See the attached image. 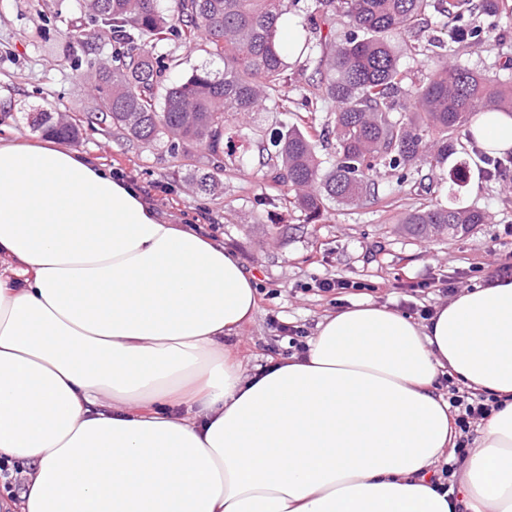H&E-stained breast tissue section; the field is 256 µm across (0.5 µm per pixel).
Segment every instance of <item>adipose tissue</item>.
Returning <instances> with one entry per match:
<instances>
[{
    "instance_id": "obj_1",
    "label": "adipose tissue",
    "mask_w": 512,
    "mask_h": 512,
    "mask_svg": "<svg viewBox=\"0 0 512 512\" xmlns=\"http://www.w3.org/2000/svg\"><path fill=\"white\" fill-rule=\"evenodd\" d=\"M512 151V115L469 127ZM255 279L56 138L0 136V459L13 512H512V276L424 322L362 302L248 376ZM502 402L458 495L440 375Z\"/></svg>"
}]
</instances>
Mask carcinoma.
I'll return each instance as SVG.
<instances>
[{
	"mask_svg": "<svg viewBox=\"0 0 512 512\" xmlns=\"http://www.w3.org/2000/svg\"><path fill=\"white\" fill-rule=\"evenodd\" d=\"M296 0H79L94 24L93 34L74 25L68 38L87 54L92 39L110 35L126 49L113 63L95 67L93 101L86 123L110 120L129 139L161 143L177 158L192 149L211 157L212 168L191 177L195 192L211 193L224 173V130L241 119L288 105L289 56L313 77L300 78L301 106L310 114L306 126L274 131L263 151V177L288 187V203L313 222L328 204L378 200L381 171L408 179L414 167L434 170L466 152L457 133L479 112L512 114V81L476 74L448 62V56L418 79L401 58L421 52L419 33L432 14L447 19L449 40L464 44L490 38V30L473 24V15L499 13L504 0H314L309 34L288 51L281 21ZM347 19L344 38H336V17ZM203 38L224 70L198 67L179 82L161 81L165 57L159 43L191 44ZM406 97L411 108L400 103ZM332 104L322 130L313 114ZM32 128L62 140L78 142L81 125L44 109ZM330 136L334 156L321 159L317 142ZM450 190L467 183V165L449 170ZM485 214L457 204L435 205L410 213L398 231L420 239L469 233Z\"/></svg>",
	"mask_w": 512,
	"mask_h": 512,
	"instance_id": "obj_1",
	"label": "carcinoma"
}]
</instances>
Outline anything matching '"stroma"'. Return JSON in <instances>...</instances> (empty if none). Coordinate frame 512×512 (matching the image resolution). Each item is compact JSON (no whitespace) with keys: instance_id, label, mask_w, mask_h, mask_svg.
<instances>
[{"instance_id":"obj_1","label":"stroma","mask_w":512,"mask_h":512,"mask_svg":"<svg viewBox=\"0 0 512 512\" xmlns=\"http://www.w3.org/2000/svg\"><path fill=\"white\" fill-rule=\"evenodd\" d=\"M497 16L481 17L492 40L460 48L454 60L462 66L512 80V0ZM80 16L77 0H0V126L29 137V112L54 107L69 116L87 112L93 83L88 57L69 43L66 33ZM167 55L165 83L183 79L206 64L223 70L204 42L163 43ZM289 110L252 117L242 134L233 136L225 171L212 195L193 192L195 168L207 167L204 152L173 158L160 144L128 140L105 124L83 133L77 150L135 183L147 201L172 224L215 226L214 237L235 254L255 278L257 310L253 320L231 338V348L246 372L268 359L293 353L281 326H295L313 336L327 314L371 301L399 310L409 304L436 309L450 292H462L512 264V172L496 179L479 174L478 155H470V181L462 205L484 211L487 223L464 236L415 239L396 230L407 213L447 203L440 184L431 182L429 167L411 172L404 184L379 180L378 201L333 204L319 221L306 222L289 207L287 189L263 177L262 145L270 133L299 125L305 111L299 89L289 85ZM342 278L365 283L362 291L327 294L316 280Z\"/></svg>"}]
</instances>
